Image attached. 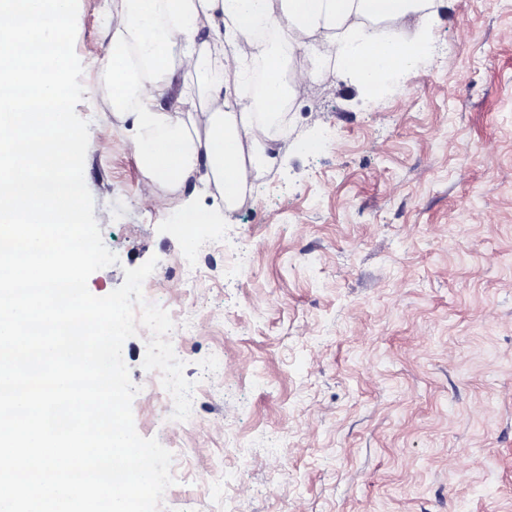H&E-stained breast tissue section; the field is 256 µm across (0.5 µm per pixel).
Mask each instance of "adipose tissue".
<instances>
[{
	"label": "adipose tissue",
	"instance_id": "1",
	"mask_svg": "<svg viewBox=\"0 0 512 512\" xmlns=\"http://www.w3.org/2000/svg\"><path fill=\"white\" fill-rule=\"evenodd\" d=\"M109 16L105 63L112 112L127 124L153 183L216 189L226 210L278 163L267 132L329 62L363 88L420 62L425 29L395 41L375 25L421 12L424 0H120ZM305 53L311 69L290 68ZM180 83L184 111L160 101L159 82Z\"/></svg>",
	"mask_w": 512,
	"mask_h": 512
}]
</instances>
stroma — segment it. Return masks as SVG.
<instances>
[{
  "label": "stroma",
  "instance_id": "stroma-1",
  "mask_svg": "<svg viewBox=\"0 0 512 512\" xmlns=\"http://www.w3.org/2000/svg\"><path fill=\"white\" fill-rule=\"evenodd\" d=\"M106 0H78L84 164L120 262L157 258L163 305L209 308L177 353L194 435L151 398L138 332L123 359L135 428L201 446L160 512H512V0H431L426 57L387 95L320 76L291 107L281 162L233 211L148 182L112 116ZM209 212L176 223L186 205ZM249 240L244 266L210 246ZM194 255L204 287L179 294ZM224 359L229 377L212 369Z\"/></svg>",
  "mask_w": 512,
  "mask_h": 512
}]
</instances>
